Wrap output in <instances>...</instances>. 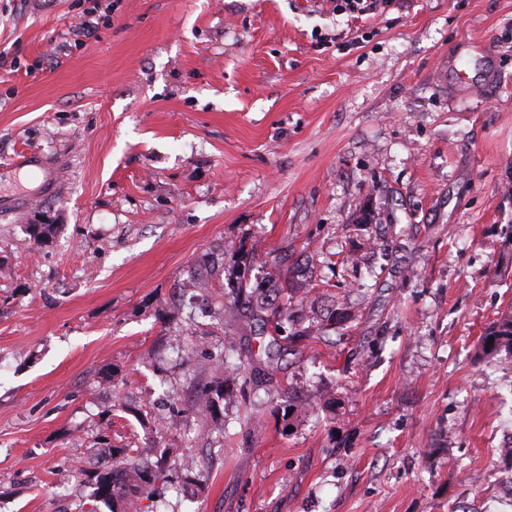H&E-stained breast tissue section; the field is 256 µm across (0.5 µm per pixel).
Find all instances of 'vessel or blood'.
I'll return each mask as SVG.
<instances>
[{
  "label": "vessel or blood",
  "instance_id": "obj_1",
  "mask_svg": "<svg viewBox=\"0 0 512 512\" xmlns=\"http://www.w3.org/2000/svg\"><path fill=\"white\" fill-rule=\"evenodd\" d=\"M24 169L36 172L37 183L33 189L0 192V212L19 213L38 199L57 194L62 186L64 167L62 161L38 152H24L18 158L0 164V181H6Z\"/></svg>",
  "mask_w": 512,
  "mask_h": 512
}]
</instances>
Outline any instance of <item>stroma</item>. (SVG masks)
Instances as JSON below:
<instances>
[{
	"instance_id": "1",
	"label": "stroma",
	"mask_w": 512,
	"mask_h": 512,
	"mask_svg": "<svg viewBox=\"0 0 512 512\" xmlns=\"http://www.w3.org/2000/svg\"><path fill=\"white\" fill-rule=\"evenodd\" d=\"M27 149L66 181L0 216V512L94 505L107 444L195 461L139 512H512V0H0ZM207 252L325 337L186 324ZM494 338L490 349H487L488 340ZM482 353L488 356L501 355L503 352L506 356L512 357V314L511 312L501 313L486 330L482 339Z\"/></svg>"
}]
</instances>
